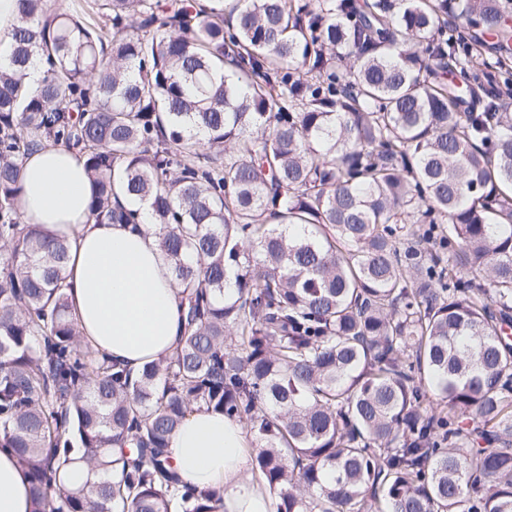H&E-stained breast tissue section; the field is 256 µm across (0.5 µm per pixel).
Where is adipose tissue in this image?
<instances>
[{
	"instance_id": "obj_1",
	"label": "adipose tissue",
	"mask_w": 512,
	"mask_h": 512,
	"mask_svg": "<svg viewBox=\"0 0 512 512\" xmlns=\"http://www.w3.org/2000/svg\"><path fill=\"white\" fill-rule=\"evenodd\" d=\"M22 175L17 209L23 221L65 236L69 244L66 294L82 342L133 373L171 355L182 334V291L148 204H134L139 226L96 223L84 160L62 146L25 157ZM251 442L240 422L201 408L172 434L168 454L182 482L219 492L217 512H277V497L256 477ZM0 512H32L28 476L3 448Z\"/></svg>"
}]
</instances>
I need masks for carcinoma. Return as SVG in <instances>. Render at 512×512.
<instances>
[{
    "label": "carcinoma",
    "instance_id": "1",
    "mask_svg": "<svg viewBox=\"0 0 512 512\" xmlns=\"http://www.w3.org/2000/svg\"><path fill=\"white\" fill-rule=\"evenodd\" d=\"M47 2L0 59V448L33 512H216L165 454L196 407L246 424L280 512H512V114L460 111L500 0ZM45 144L97 222L136 223L120 192L159 225L183 335L136 376L16 209ZM75 457L104 477L68 487Z\"/></svg>",
    "mask_w": 512,
    "mask_h": 512
}]
</instances>
